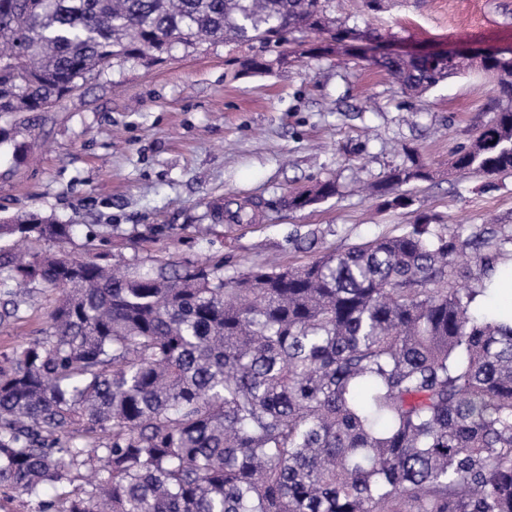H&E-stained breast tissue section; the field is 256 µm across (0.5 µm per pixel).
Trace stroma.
<instances>
[{
  "label": "stroma",
  "instance_id": "1",
  "mask_svg": "<svg viewBox=\"0 0 512 512\" xmlns=\"http://www.w3.org/2000/svg\"><path fill=\"white\" fill-rule=\"evenodd\" d=\"M330 9L381 45L512 47V0H331ZM312 40L290 34L292 57L270 73L241 71L252 54L244 43L178 46L152 66L127 63L88 80L33 114L31 131L1 115L0 129L24 151L0 144V220L33 212L74 225L67 249L77 255L91 231L108 229L113 262L206 259L228 276L399 233L421 211L441 224L512 230V174L464 178L450 166L453 149L492 115L483 72L409 99L365 62L301 54ZM408 146L432 178L406 186L411 206L383 207L366 186L406 165ZM326 180L334 196L286 206L290 194ZM237 203L252 222L218 217V207ZM55 298L42 291L20 320L0 324V354L49 328Z\"/></svg>",
  "mask_w": 512,
  "mask_h": 512
}]
</instances>
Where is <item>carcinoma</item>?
Segmentation results:
<instances>
[{"label": "carcinoma", "mask_w": 512, "mask_h": 512, "mask_svg": "<svg viewBox=\"0 0 512 512\" xmlns=\"http://www.w3.org/2000/svg\"><path fill=\"white\" fill-rule=\"evenodd\" d=\"M294 29L340 37L328 0H0V113L46 112L110 67L181 44L250 43L287 62ZM473 65L377 64L415 97ZM478 68L494 115L453 154L463 175L512 173V54ZM374 185L431 179L415 148ZM336 194L317 183L303 209ZM67 244L34 213L0 238ZM502 229L417 215L299 266L153 260L124 272L87 251L0 252V322L57 290L42 336L0 357V495L31 512H512V326L477 308ZM95 478L75 484L81 468ZM53 488L55 494L47 493Z\"/></svg>", "instance_id": "1"}]
</instances>
